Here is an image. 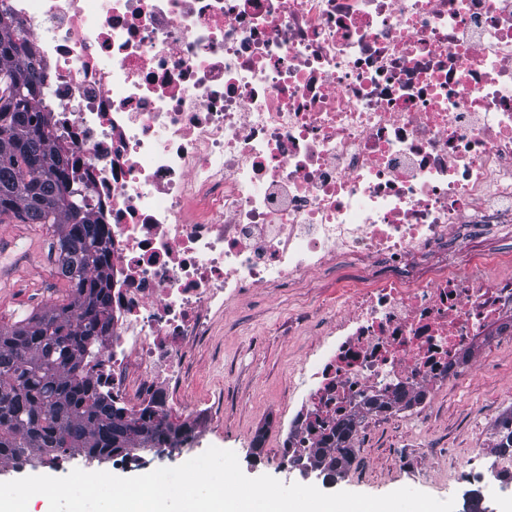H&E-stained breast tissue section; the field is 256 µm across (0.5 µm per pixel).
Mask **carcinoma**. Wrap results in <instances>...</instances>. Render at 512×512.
I'll return each instance as SVG.
<instances>
[{
    "instance_id": "cac0c4a2",
    "label": "carcinoma",
    "mask_w": 512,
    "mask_h": 512,
    "mask_svg": "<svg viewBox=\"0 0 512 512\" xmlns=\"http://www.w3.org/2000/svg\"><path fill=\"white\" fill-rule=\"evenodd\" d=\"M28 40L0 26V216L48 224L57 237L58 269L70 283L68 302L11 326H0V459L23 465L82 455L110 460L140 448L173 449L191 428L149 411L137 417L98 394L81 372L109 320L108 242L86 206L69 197L68 164L52 152L53 131L35 111L31 96L8 112L10 82L42 85V74L17 59ZM402 392L386 403L370 401L367 413L409 405ZM512 414L498 422L496 447L512 448ZM355 420L344 417L324 434L308 464L336 477L355 454Z\"/></svg>"
}]
</instances>
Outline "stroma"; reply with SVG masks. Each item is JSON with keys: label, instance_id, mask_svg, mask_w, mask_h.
Masks as SVG:
<instances>
[{"label": "stroma", "instance_id": "stroma-1", "mask_svg": "<svg viewBox=\"0 0 512 512\" xmlns=\"http://www.w3.org/2000/svg\"><path fill=\"white\" fill-rule=\"evenodd\" d=\"M49 225L0 218V325L8 326L65 302L68 282L57 268ZM307 289L258 292L236 301L218 323L196 364L191 403L207 408L209 426L168 461L177 463L209 447L235 452L249 477L270 475L284 484L301 482L298 470L277 458L279 426L287 419L288 363L301 360L323 336L327 321L316 318L289 331L288 316L299 310ZM512 413V340L485 344L469 374L449 381L429 407L390 416H368L354 439L355 457L336 482L310 477L320 490L380 496L411 487L462 503L479 489L492 512H512V469L474 458L494 450L492 418ZM163 461L153 454L135 464L114 458L102 464L67 459L39 467L0 463V482L36 474L60 476L62 469L103 470L120 477L149 473Z\"/></svg>", "mask_w": 512, "mask_h": 512}]
</instances>
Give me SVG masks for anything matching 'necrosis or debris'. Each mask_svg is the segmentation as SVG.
<instances>
[{
  "label": "necrosis or debris",
  "instance_id": "4bbe7bcc",
  "mask_svg": "<svg viewBox=\"0 0 512 512\" xmlns=\"http://www.w3.org/2000/svg\"><path fill=\"white\" fill-rule=\"evenodd\" d=\"M32 41L53 149L110 241L84 373L178 414L240 296L354 266L287 367L286 444L435 394L512 324V0H0Z\"/></svg>",
  "mask_w": 512,
  "mask_h": 512
}]
</instances>
